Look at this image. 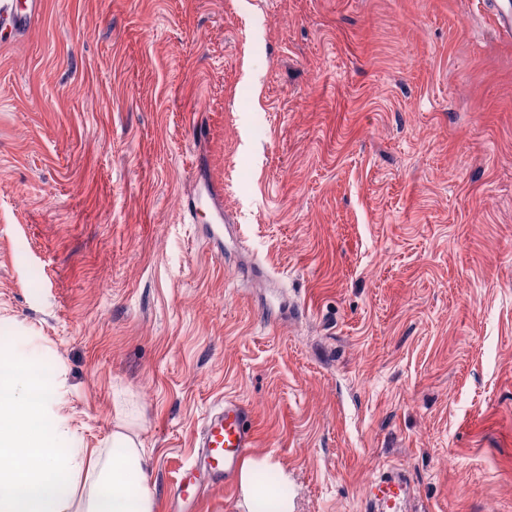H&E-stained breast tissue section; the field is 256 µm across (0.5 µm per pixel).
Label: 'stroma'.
I'll use <instances>...</instances> for the list:
<instances>
[{
  "label": "stroma",
  "instance_id": "obj_1",
  "mask_svg": "<svg viewBox=\"0 0 512 512\" xmlns=\"http://www.w3.org/2000/svg\"><path fill=\"white\" fill-rule=\"evenodd\" d=\"M0 337L84 447L129 405L157 512L228 397L294 512L389 467L396 512H512V36L484 0H43L0 36ZM186 210L194 216L200 211H208L211 224L224 223V192L220 186L202 177L197 181L193 193L188 196Z\"/></svg>",
  "mask_w": 512,
  "mask_h": 512
}]
</instances>
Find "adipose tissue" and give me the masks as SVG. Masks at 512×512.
<instances>
[{"instance_id":"adipose-tissue-1","label":"adipose tissue","mask_w":512,"mask_h":512,"mask_svg":"<svg viewBox=\"0 0 512 512\" xmlns=\"http://www.w3.org/2000/svg\"><path fill=\"white\" fill-rule=\"evenodd\" d=\"M43 365L39 352L20 356L0 341V512H156L146 452L127 412H116L110 449L83 448L57 409L55 391L35 377ZM270 465L266 458L241 461L246 512H294L287 474L273 487L257 481Z\"/></svg>"}]
</instances>
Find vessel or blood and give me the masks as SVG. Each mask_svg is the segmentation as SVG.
<instances>
[{
    "instance_id": "obj_1",
    "label": "vessel or blood",
    "mask_w": 512,
    "mask_h": 512,
    "mask_svg": "<svg viewBox=\"0 0 512 512\" xmlns=\"http://www.w3.org/2000/svg\"><path fill=\"white\" fill-rule=\"evenodd\" d=\"M42 11V0H0V27L19 35L27 31ZM189 215L205 211L212 223L224 221V192L207 179L197 181L188 196ZM255 444L252 415L248 407L237 400L225 401L204 421L196 437V465L208 468L215 478L234 480L242 455ZM192 471H183L176 486L175 512H186L197 504L200 491L192 481ZM408 493V481L402 472L390 469L371 482L365 492L370 512L403 499Z\"/></svg>"
}]
</instances>
